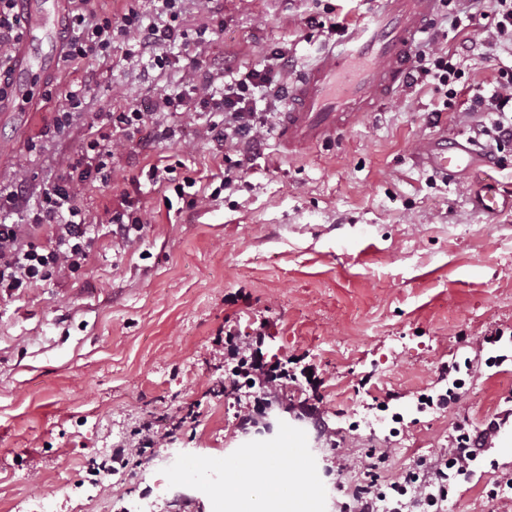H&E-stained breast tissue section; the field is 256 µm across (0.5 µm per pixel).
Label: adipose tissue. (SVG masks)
I'll list each match as a JSON object with an SVG mask.
<instances>
[{"instance_id": "obj_1", "label": "adipose tissue", "mask_w": 512, "mask_h": 512, "mask_svg": "<svg viewBox=\"0 0 512 512\" xmlns=\"http://www.w3.org/2000/svg\"><path fill=\"white\" fill-rule=\"evenodd\" d=\"M295 447L287 433L277 448L225 461L234 479L224 485V512H311L314 486L303 469L291 472L282 464Z\"/></svg>"}]
</instances>
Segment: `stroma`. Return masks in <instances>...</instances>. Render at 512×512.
<instances>
[{
	"label": "stroma",
	"instance_id": "stroma-1",
	"mask_svg": "<svg viewBox=\"0 0 512 512\" xmlns=\"http://www.w3.org/2000/svg\"><path fill=\"white\" fill-rule=\"evenodd\" d=\"M188 34L206 28L196 53L209 62L234 56L261 63L280 47L304 67L329 42L323 22L349 10L366 17L368 0H187ZM317 17L319 26L308 24ZM476 24L451 29L435 16L425 41L454 52L463 76L451 106L433 82L405 88L336 142L288 159L268 138L253 170L222 188L221 151L178 123L179 140L148 142L116 159L127 177L150 165L191 177L206 195L183 208L170 188L140 195L150 230L144 245L122 250L112 240L107 208L116 191L96 184L83 206L100 223L85 267L62 282L0 296V512L38 504L42 512H216L198 483L223 476V461L250 437L238 428V394L226 388L219 330L248 335L256 316L271 326L263 358L316 365L323 380L289 384V406L314 426L289 424L299 461L314 459L317 512H340L364 482L371 458L395 480L419 458L447 447L458 425L482 426L512 410V364L476 375L460 402L420 414L418 392L434 388L440 364L470 355L468 338L512 328V209L477 211L476 190H512V144L498 165L442 181L421 167L420 140L470 138L487 113L471 114L473 96L490 94L512 71V43L480 46ZM51 99L23 120H0V185L25 168L33 185L51 182L59 161L77 152L92 112L141 105L180 85L178 67L146 70L114 41L108 57L74 73L46 75ZM86 82L85 111L64 134L40 137L66 86ZM438 110V124L427 122ZM390 401L404 421L393 426L375 405ZM192 416V423L132 463L96 482L89 470L124 445L147 419ZM352 468L337 471L336 458ZM487 474L458 480L447 512H512V499H490Z\"/></svg>",
	"mask_w": 512,
	"mask_h": 512
}]
</instances>
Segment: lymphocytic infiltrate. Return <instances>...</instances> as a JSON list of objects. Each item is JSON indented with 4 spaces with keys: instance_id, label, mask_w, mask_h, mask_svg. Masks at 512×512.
Returning a JSON list of instances; mask_svg holds the SVG:
<instances>
[{
    "instance_id": "f902f5d3",
    "label": "lymphocytic infiltrate",
    "mask_w": 512,
    "mask_h": 512,
    "mask_svg": "<svg viewBox=\"0 0 512 512\" xmlns=\"http://www.w3.org/2000/svg\"><path fill=\"white\" fill-rule=\"evenodd\" d=\"M89 2L68 0V35L62 56L65 68L74 70L107 55L117 38L128 45L129 56L158 68L166 66L172 49L178 47L184 61L181 89L156 97L145 111L130 107L91 116L82 148L61 162L56 180L39 195H32L23 172L17 174L11 186L0 187V216L21 209L27 216L22 224L0 223L1 295H12L41 282L63 281L81 271L95 240L94 225L82 206L86 187L115 176L117 153L136 152L141 145L138 135L144 128H153L168 140L176 132L165 124V116L178 113L192 102L211 110L213 119L202 123L197 135L228 150L224 182L229 185L237 173L253 167L288 92L292 64L280 48L264 52L262 64L252 68L235 67L227 59L201 64L191 52V39L178 23L186 0H151L156 16L151 23L145 22L135 8L112 15L89 9ZM18 15V0H0L1 100L12 89L7 64L19 41ZM460 78L450 51L432 46L415 53L411 83L434 80L437 90L450 101L457 95L455 85ZM260 98L270 103L269 111L263 114L254 107ZM474 109L495 113L489 133L496 142L512 141V72L501 75L490 95L477 96ZM109 222L120 248L143 245L148 222L129 194L121 195ZM504 334L501 328L485 331L475 343L474 356L441 363L438 376L446 389L426 396L419 402V409H446L457 404L466 379L502 363V356L493 354L492 349ZM224 355L233 364L229 377L235 390L250 386L267 394L288 384L287 369L260 372L252 344L239 340L234 332L224 336ZM502 425V418L495 417L477 429L457 427L434 460H420L389 488H382L374 479L360 485L351 503L345 504V512H379V504L388 493L396 501L397 512H439L448 499L449 476L468 475L488 442L498 437Z\"/></svg>"
}]
</instances>
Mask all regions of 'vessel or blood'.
I'll return each instance as SVG.
<instances>
[{"label": "vessel or blood", "mask_w": 512, "mask_h": 512, "mask_svg": "<svg viewBox=\"0 0 512 512\" xmlns=\"http://www.w3.org/2000/svg\"><path fill=\"white\" fill-rule=\"evenodd\" d=\"M375 2L376 9L349 27L291 84L278 131L284 156H299L335 141L407 86L414 47L441 0ZM65 6L66 0L47 5L42 0H23L25 37L11 63L12 92L0 101V116L34 111L36 100L27 88L33 43L39 33H58ZM416 160L445 178L474 168L477 155L468 141L443 136L421 141Z\"/></svg>", "instance_id": "vessel-or-blood-1"}]
</instances>
